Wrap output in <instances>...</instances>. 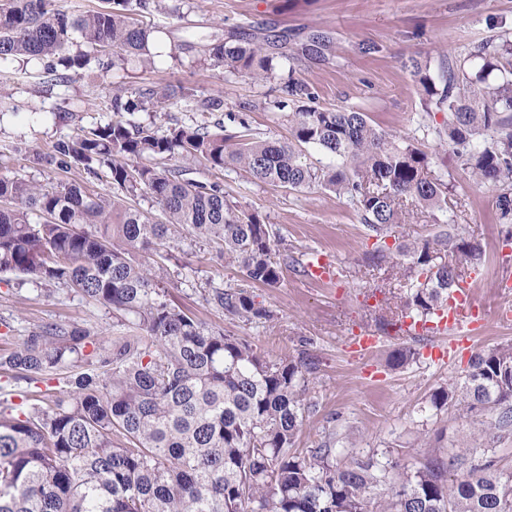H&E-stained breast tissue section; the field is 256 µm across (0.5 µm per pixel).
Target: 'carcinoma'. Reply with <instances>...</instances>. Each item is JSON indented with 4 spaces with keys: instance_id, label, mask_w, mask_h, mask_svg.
Listing matches in <instances>:
<instances>
[{
    "instance_id": "carcinoma-1",
    "label": "carcinoma",
    "mask_w": 512,
    "mask_h": 512,
    "mask_svg": "<svg viewBox=\"0 0 512 512\" xmlns=\"http://www.w3.org/2000/svg\"><path fill=\"white\" fill-rule=\"evenodd\" d=\"M72 16L51 0H0V64L20 60L43 69L45 84L68 82L94 65L147 69L160 53L140 17L163 0H106ZM279 56L271 41L212 40L204 58L255 82L288 62L286 141L253 137L244 117L237 139L206 123L158 125L135 119L183 106L219 112L224 100L178 86L117 85L99 96L109 120L33 153L45 167L87 175L83 183L37 184L0 175V271L36 284H60L112 310L119 333L95 342L76 325H42L0 351V369L37 381L65 372L68 390L52 406L23 417L0 413V512H512V466L488 445L480 458L462 447L431 449L407 466L386 451L335 447L336 432L314 448L295 449L315 364L270 359L230 333L211 330L173 304L159 275L136 261L178 236L223 246L246 286L217 289L212 301L232 320L269 321L256 284L271 288L288 263L272 259L276 235L256 213L224 195L223 184L189 177L227 165L259 184L323 188L354 206L381 240L399 223L404 202L445 224L462 186L435 173L436 148L451 149L474 185L495 193L498 221L512 224V38L504 33L452 59L438 52L404 63L421 107L417 130L398 141L373 126L359 106L319 108L294 77L300 59L327 61L332 42L316 34ZM442 122L432 124L436 114ZM314 149L335 161L322 165ZM106 180L124 197L107 196ZM148 197L156 209L140 207ZM445 259L436 261V253ZM481 249L462 233L416 243L395 301L381 308L385 330L407 318L428 321L464 281ZM430 406L487 421L478 430L512 436V344L475 354L464 380L436 389Z\"/></svg>"
}]
</instances>
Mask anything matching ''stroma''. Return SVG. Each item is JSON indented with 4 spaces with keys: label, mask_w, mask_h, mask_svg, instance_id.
Returning <instances> with one entry per match:
<instances>
[{
    "label": "stroma",
    "mask_w": 512,
    "mask_h": 512,
    "mask_svg": "<svg viewBox=\"0 0 512 512\" xmlns=\"http://www.w3.org/2000/svg\"><path fill=\"white\" fill-rule=\"evenodd\" d=\"M147 23L160 30L165 53L155 68L142 69L129 62L123 75L90 68L73 74L65 85L46 90L38 67L20 63L0 65V88L8 95L0 110V174H20L36 183L78 182L79 170L52 171L32 161V149L47 150L72 126L55 124L52 113L96 98L124 79L127 86L184 85L204 96H219L224 109L206 116L187 108L169 118L190 124L206 120L210 130L239 132L229 113L248 101L262 110L248 113L254 135L285 139L288 113L274 108L282 97L287 68L277 79L256 83L225 74L223 68L179 52L182 41L201 36L236 43L240 34L264 38L288 34L301 43L316 31L333 42L329 62L305 61L297 69L309 84L320 107H364L371 123L396 138L413 136L420 111L414 82L401 66L408 56H427L440 48L455 56L499 34L512 33V0H164ZM439 171H453L465 184L452 216L455 227L479 244L481 257L470 267L472 287L482 329L452 353L448 362L432 358L430 335L387 337L372 355L359 356L351 339L359 331L379 333L381 301L399 287L394 271L370 267L367 258L376 247L356 209L336 194L317 188L301 192L254 184L241 170L225 168L224 193L242 209L258 213L281 237L274 245V260L293 257L277 287L253 288L256 302L275 314L272 321L246 323L225 317L208 302L214 288H234L240 283L237 266L224 261L215 244L182 239L169 260L139 255V262L163 267L161 284L168 298L189 309L210 329L239 336L255 344L266 356L307 352L316 363L308 398L317 405L303 424L297 448L316 447L328 426H335L340 447L357 451L391 450L406 464L419 462L422 449L434 447L437 431H446L442 444L454 452L463 437L476 428L472 416L451 409L433 410L431 392L452 381L463 380L472 356L482 350L512 342V325L497 318L499 308L512 309V288L500 287L512 276V243L504 239L505 227L497 221L495 195L470 185L466 172L457 169L452 154H441ZM439 225L424 215L406 214L391 225L385 238L389 248L408 246L433 238ZM322 255L336 265V277L318 282L306 275V264ZM56 323L77 325L101 340L116 333V320L105 307L88 301L58 284L35 285L22 277L0 273V349L37 327ZM399 348L412 351L404 367L389 364ZM63 379L26 383L0 372V411L30 408L36 399L64 389Z\"/></svg>",
    "instance_id": "35a3bbf8"
}]
</instances>
